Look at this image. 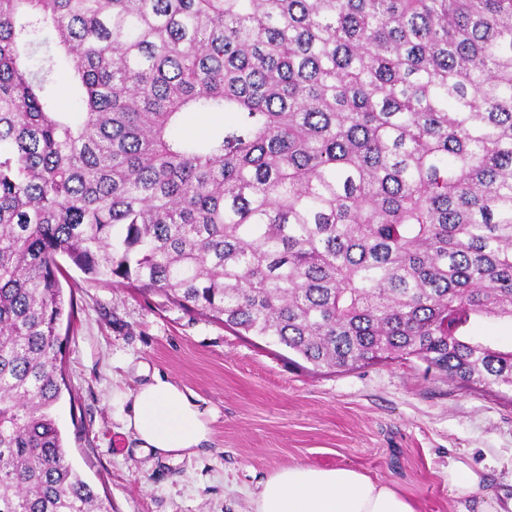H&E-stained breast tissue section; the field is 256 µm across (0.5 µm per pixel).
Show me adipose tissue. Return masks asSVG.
Wrapping results in <instances>:
<instances>
[{
  "label": "adipose tissue",
  "mask_w": 512,
  "mask_h": 512,
  "mask_svg": "<svg viewBox=\"0 0 512 512\" xmlns=\"http://www.w3.org/2000/svg\"><path fill=\"white\" fill-rule=\"evenodd\" d=\"M123 429L136 452L179 460L208 442L210 421L188 393L160 376L130 396ZM448 491L474 500L476 512H504L481 490L479 475L460 462L448 467ZM253 512H416L414 504L390 485L346 467L296 463L274 471L252 501Z\"/></svg>",
  "instance_id": "ef3b65f1"
}]
</instances>
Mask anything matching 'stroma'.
<instances>
[{"instance_id":"stroma-1","label":"stroma","mask_w":512,"mask_h":512,"mask_svg":"<svg viewBox=\"0 0 512 512\" xmlns=\"http://www.w3.org/2000/svg\"><path fill=\"white\" fill-rule=\"evenodd\" d=\"M73 315L62 325L56 417L69 461L112 512H251L273 471L352 467L391 485L418 512H469L448 492V465L512 499V403L466 389L418 360L317 368L257 336L66 265ZM153 373L194 394L212 435L173 462L137 456L122 396Z\"/></svg>"}]
</instances>
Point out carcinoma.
Segmentation results:
<instances>
[{"label": "carcinoma", "instance_id": "carcinoma-1", "mask_svg": "<svg viewBox=\"0 0 512 512\" xmlns=\"http://www.w3.org/2000/svg\"><path fill=\"white\" fill-rule=\"evenodd\" d=\"M61 257L318 368L511 398L465 328L512 322V0H0V512H110L55 414ZM71 72L67 64L63 65L56 77L57 86V105L65 112H78V105L76 101L68 95L66 86L70 82ZM232 120V115L223 114H193L190 115L179 129V132L189 137L204 140L207 139L217 126Z\"/></svg>", "mask_w": 512, "mask_h": 512}]
</instances>
